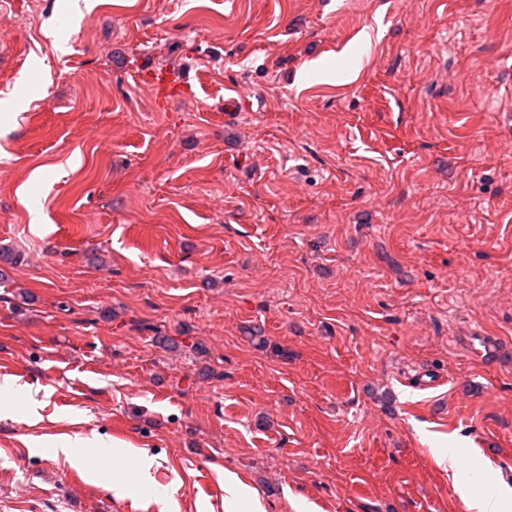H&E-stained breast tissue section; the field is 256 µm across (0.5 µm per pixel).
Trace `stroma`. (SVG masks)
Wrapping results in <instances>:
<instances>
[{
  "label": "stroma",
  "instance_id": "stroma-1",
  "mask_svg": "<svg viewBox=\"0 0 512 512\" xmlns=\"http://www.w3.org/2000/svg\"><path fill=\"white\" fill-rule=\"evenodd\" d=\"M89 2L0 0V378L42 403L0 418V512H225L228 471L264 512L512 488V0ZM165 65L163 110L134 73ZM94 436L168 504L51 451ZM136 78L152 88L155 101L161 108L188 91V80L177 66L145 67L137 72Z\"/></svg>",
  "mask_w": 512,
  "mask_h": 512
}]
</instances>
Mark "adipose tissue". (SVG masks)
I'll return each mask as SVG.
<instances>
[{"mask_svg": "<svg viewBox=\"0 0 512 512\" xmlns=\"http://www.w3.org/2000/svg\"><path fill=\"white\" fill-rule=\"evenodd\" d=\"M55 455L66 459L80 458L90 470L98 472L104 460H111L114 469H130L139 476L142 484H149L150 470L155 462L154 456L144 450L120 448L109 444L102 438L76 440L56 446ZM458 493L469 512H512V495L497 483H485L473 488L466 483L458 484Z\"/></svg>", "mask_w": 512, "mask_h": 512, "instance_id": "obj_1", "label": "adipose tissue"}]
</instances>
